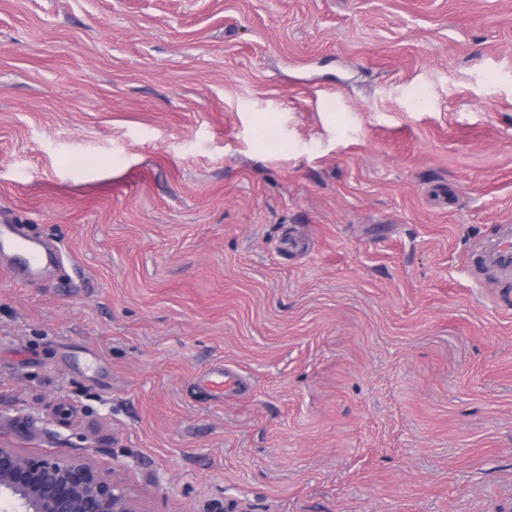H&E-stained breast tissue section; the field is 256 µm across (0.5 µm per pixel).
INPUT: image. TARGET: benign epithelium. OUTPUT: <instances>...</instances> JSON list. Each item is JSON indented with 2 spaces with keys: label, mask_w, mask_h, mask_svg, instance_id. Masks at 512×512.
<instances>
[{
  "label": "benign epithelium",
  "mask_w": 512,
  "mask_h": 512,
  "mask_svg": "<svg viewBox=\"0 0 512 512\" xmlns=\"http://www.w3.org/2000/svg\"><path fill=\"white\" fill-rule=\"evenodd\" d=\"M4 512H146L120 479L85 454L52 456L0 445Z\"/></svg>",
  "instance_id": "benign-epithelium-1"
}]
</instances>
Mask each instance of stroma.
<instances>
[{"instance_id":"1","label":"stroma","mask_w":512,"mask_h":512,"mask_svg":"<svg viewBox=\"0 0 512 512\" xmlns=\"http://www.w3.org/2000/svg\"><path fill=\"white\" fill-rule=\"evenodd\" d=\"M1 224L60 256L0 263V444L146 512H512V0H0Z\"/></svg>"}]
</instances>
